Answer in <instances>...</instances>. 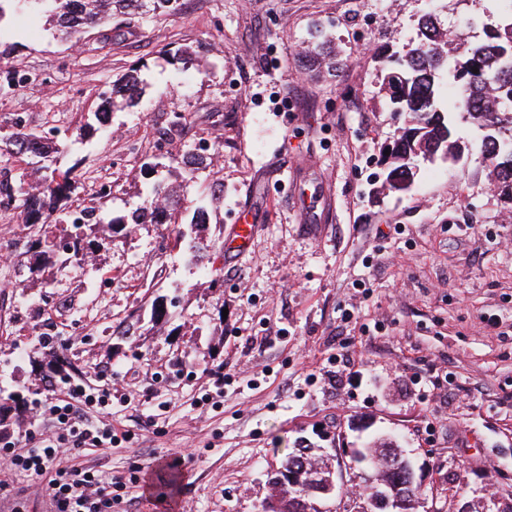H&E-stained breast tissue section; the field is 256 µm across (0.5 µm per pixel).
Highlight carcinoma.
<instances>
[{"mask_svg": "<svg viewBox=\"0 0 512 512\" xmlns=\"http://www.w3.org/2000/svg\"><path fill=\"white\" fill-rule=\"evenodd\" d=\"M505 2L509 9L486 40L451 50L447 33L435 27L433 15L428 14L418 21L415 47L392 60L394 66L384 75L381 92L391 111L405 116V127L398 139L386 145L390 149V154L384 156L388 189H409L422 159L461 157L463 141L441 106L442 99L447 98L458 101L467 120L479 131L477 144L483 161L489 165L491 181L512 195V115L501 118V113L512 110V0ZM147 3L155 15L172 14L180 7V0H0V22L8 7L15 11L36 8L47 14L57 34L78 41L87 29L128 15ZM307 63L311 68L324 66L329 72L339 66L336 56L327 51L307 59ZM139 84L135 70L113 82L93 112L96 122L106 121L118 105L133 103L140 94ZM6 146L27 166L33 158L43 161L21 173L18 192L23 196L24 224L31 236L28 272L44 281L58 265H78L93 249L94 241L83 232L91 229L89 225H73L69 255L57 251V239L48 231L51 223L59 222L57 216L68 209L79 181L47 164L53 147L34 133L16 132L7 139ZM156 205L160 206L158 216L162 221L178 223L179 204L172 200L167 187L156 183L140 206L129 214L109 217L107 225L112 228L117 224H142L145 212ZM389 456L396 459L402 454L392 443L384 442L364 458L382 478L394 482L398 474L384 469ZM293 466L331 473L326 463L312 459L302 448L282 464L287 472ZM271 496L279 502V509L271 512H320L315 508L320 503L316 496L300 487L290 488L286 482L273 484Z\"/></svg>", "mask_w": 512, "mask_h": 512, "instance_id": "obj_1", "label": "carcinoma"}]
</instances>
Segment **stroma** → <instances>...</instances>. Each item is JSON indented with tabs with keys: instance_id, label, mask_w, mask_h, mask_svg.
Masks as SVG:
<instances>
[{
	"instance_id": "1",
	"label": "stroma",
	"mask_w": 512,
	"mask_h": 512,
	"mask_svg": "<svg viewBox=\"0 0 512 512\" xmlns=\"http://www.w3.org/2000/svg\"><path fill=\"white\" fill-rule=\"evenodd\" d=\"M503 0H182L173 14L117 19L53 39L45 15L14 14L18 44L0 56V139L56 133L53 166L73 170V209L94 218L138 207L190 147L217 160L181 181L184 218L211 196L192 262L173 224L99 227L89 270L32 279L22 165L0 151V404L19 423L0 447L25 449L46 376L110 384L118 443L80 448L60 467L122 482L112 512H158L151 490L175 461L170 512H260L271 473L294 449L332 459L333 512H351L372 478L350 452L397 441L422 477L416 512H483L512 498V200L477 150L422 161L407 191L382 189L384 145L403 121L379 88L388 56L433 14L451 46L481 42ZM322 29L341 62L315 76L304 61ZM144 96L77 132L119 77ZM182 113L181 138L159 135ZM329 209L308 231L304 210ZM252 213L248 246L227 249ZM164 306L161 319L153 311ZM0 503L51 506L47 480L0 470Z\"/></svg>"
}]
</instances>
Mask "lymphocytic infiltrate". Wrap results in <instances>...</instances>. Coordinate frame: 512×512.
I'll return each instance as SVG.
<instances>
[{"label":"lymphocytic infiltrate","mask_w":512,"mask_h":512,"mask_svg":"<svg viewBox=\"0 0 512 512\" xmlns=\"http://www.w3.org/2000/svg\"><path fill=\"white\" fill-rule=\"evenodd\" d=\"M45 406L54 420L53 430L22 456H13L14 467L34 478L47 477L56 512H112V499L103 494L102 478L91 470L56 467L64 447L108 448L113 441L109 424L87 422L92 407H106L107 396L88 394L81 385L51 386Z\"/></svg>","instance_id":"lymphocytic-infiltrate-1"}]
</instances>
